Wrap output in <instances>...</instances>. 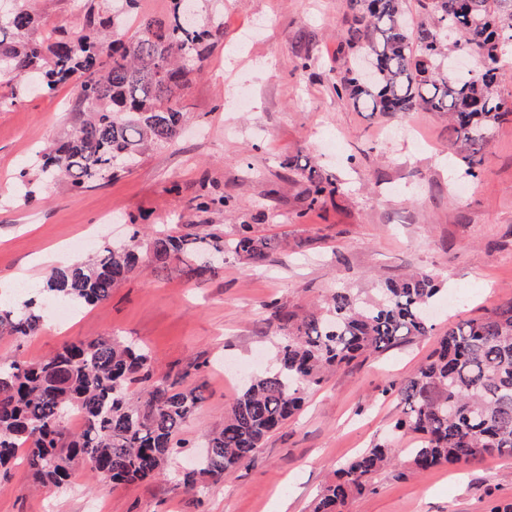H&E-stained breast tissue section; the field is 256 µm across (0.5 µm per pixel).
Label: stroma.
I'll list each match as a JSON object with an SVG mask.
<instances>
[{"instance_id":"35a3bbf8","label":"stroma","mask_w":512,"mask_h":512,"mask_svg":"<svg viewBox=\"0 0 512 512\" xmlns=\"http://www.w3.org/2000/svg\"><path fill=\"white\" fill-rule=\"evenodd\" d=\"M224 13V38L184 91L195 118L172 143L131 173L85 191L67 183L20 196L18 174L71 124L69 89L47 94L28 85L0 106V292L39 282L58 249L79 237H126L131 223L240 225L280 247L261 268L233 254L208 280L186 266L151 270L113 288L109 300L48 320L24 341L0 338V360L41 359L64 342L120 336L145 347L160 373H182L203 400L184 427L187 448L164 477L103 486L89 477L36 491L24 466L0 468V512H308L337 468L385 435L401 411L385 394L411 376L448 325L476 318L512 297V121L496 125L479 178L464 175L448 147V123L434 112H361L332 82L350 52L348 0H209ZM333 179L337 194L308 206L309 171ZM229 198L223 214L201 213L203 190ZM111 223H103V214ZM418 271L441 285L429 335L373 354L310 389L251 462L202 490L183 487L204 430L221 423L239 392L225 365H269L278 331L270 304L297 309L342 288L366 293ZM398 439V467L345 512H512V458L409 474Z\"/></svg>"}]
</instances>
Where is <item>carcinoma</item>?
Returning a JSON list of instances; mask_svg holds the SVG:
<instances>
[{"instance_id":"1","label":"carcinoma","mask_w":512,"mask_h":512,"mask_svg":"<svg viewBox=\"0 0 512 512\" xmlns=\"http://www.w3.org/2000/svg\"><path fill=\"white\" fill-rule=\"evenodd\" d=\"M185 0H170L157 17L140 0H83V26L38 36L39 16L25 0L0 10V75L37 76L49 90L72 85L78 117L70 132L36 163L41 183L65 181L74 191L110 182L138 166L150 151L171 142L191 119L180 90L200 71L208 45L224 38V14L187 20ZM417 0L419 20L403 0H349L345 42L371 58L370 75L354 68L336 74V95L372 113L427 110L448 117V145L474 178L483 172L492 129L512 116V100L499 89L501 57L512 48V0ZM481 59L479 71H448L453 53ZM306 199L312 207L337 187L311 171ZM195 209L224 210V195L203 194ZM190 231H152L141 249L142 228L129 241L105 244L92 258L54 266L37 286L21 292L22 307L0 305V337L35 335L49 307L108 300L112 288L141 267L192 259L199 280L219 267L206 259L232 252L248 266L262 264L278 243L249 224L224 241L218 224ZM439 292L428 274L416 273L364 300L346 289L302 313L273 305L282 336L273 363L247 378L224 415L204 434L210 453L183 474L194 490L218 482L251 461L266 439L303 406L305 392L327 374L364 354L382 353L432 329L426 310ZM137 384L139 388L131 389ZM400 399L391 433L408 431L410 470L469 466L486 456L512 457V298L479 318L448 327L439 346L409 378L382 390ZM200 395L157 375L149 353L111 337L65 342L51 357L0 361V466L25 460L32 482L63 486L80 465L102 484L161 477ZM83 425L67 426L72 414ZM396 465L394 439H379L347 461L326 483L310 512H343L349 499L370 490L379 471Z\"/></svg>"}]
</instances>
